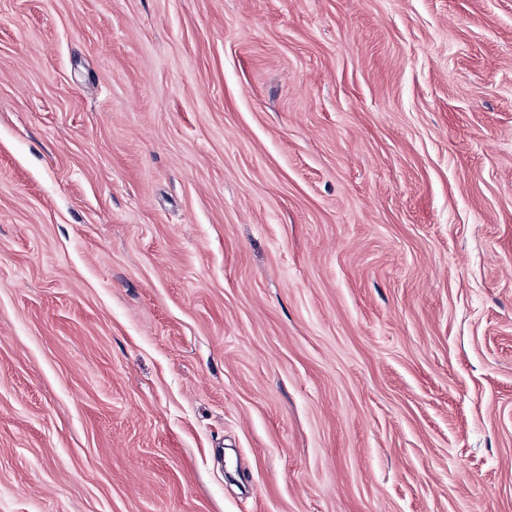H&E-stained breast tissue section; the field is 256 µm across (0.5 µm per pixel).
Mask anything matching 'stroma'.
<instances>
[{"mask_svg":"<svg viewBox=\"0 0 512 512\" xmlns=\"http://www.w3.org/2000/svg\"><path fill=\"white\" fill-rule=\"evenodd\" d=\"M0 512H512V0H0Z\"/></svg>","mask_w":512,"mask_h":512,"instance_id":"obj_1","label":"stroma"}]
</instances>
